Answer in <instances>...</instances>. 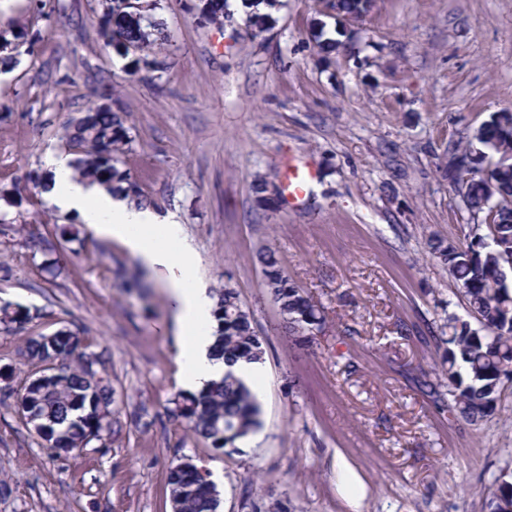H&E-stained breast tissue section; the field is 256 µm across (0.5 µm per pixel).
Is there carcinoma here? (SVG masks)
I'll return each mask as SVG.
<instances>
[{
    "label": "carcinoma",
    "instance_id": "cac0c4a2",
    "mask_svg": "<svg viewBox=\"0 0 512 512\" xmlns=\"http://www.w3.org/2000/svg\"><path fill=\"white\" fill-rule=\"evenodd\" d=\"M159 0H100L97 25L105 46L129 59L127 72L159 71L161 63L149 51L165 40L156 19ZM200 18L221 24L226 0H198ZM20 32L0 37V63L19 52ZM132 139L122 116L112 111L110 95L103 91L88 99L82 115L70 120L61 148L73 156V168L82 179L97 182L112 193L139 205L145 196L119 167L120 155ZM474 175L466 192L469 209L490 218L491 234L499 245L487 249L472 240L466 244L430 241L432 252L448 267L463 289L481 330L448 318L443 372L448 377V411L477 423L491 414L503 381L512 377V112L490 115L468 140ZM501 205L489 207V188ZM264 284L278 305L285 333L304 341L311 329H322L320 307L304 290L289 281L272 250L260 253ZM214 355L229 367L224 377L195 392H181L168 401L167 417L192 435L224 449L254 433L260 426V407L248 384L232 367L261 362L263 343L256 335L249 310L235 288L226 284L214 291ZM40 314L19 304L0 306V325L21 333ZM20 364L39 367L52 363L57 373L47 379L31 375L20 388L16 408L26 417L30 434L48 448L83 449L107 445L117 432L112 405L115 390L101 374L110 356L106 350L87 351L80 333L61 327L53 333L25 337ZM167 484L172 512H218L214 485L204 479L193 460L186 458L169 469ZM490 512H512V481L498 484L488 504Z\"/></svg>",
    "mask_w": 512,
    "mask_h": 512
}]
</instances>
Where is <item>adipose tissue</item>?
Listing matches in <instances>:
<instances>
[{
    "instance_id": "obj_1",
    "label": "adipose tissue",
    "mask_w": 512,
    "mask_h": 512,
    "mask_svg": "<svg viewBox=\"0 0 512 512\" xmlns=\"http://www.w3.org/2000/svg\"><path fill=\"white\" fill-rule=\"evenodd\" d=\"M46 164L50 176L45 196L50 205L78 215L98 237L120 243L146 267L165 271L176 325L181 389L194 392L220 380L226 365L211 351L214 301L207 289L192 279L194 252L179 226L79 180L68 157L52 156Z\"/></svg>"
}]
</instances>
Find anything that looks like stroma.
<instances>
[{
  "mask_svg": "<svg viewBox=\"0 0 512 512\" xmlns=\"http://www.w3.org/2000/svg\"><path fill=\"white\" fill-rule=\"evenodd\" d=\"M196 0H160L166 69L128 75L104 47L98 0H0V29L24 32L0 67V187L26 183L60 154L62 127L107 88L132 138L121 167L174 215L207 288L231 285L266 355L250 388L261 425L223 452L164 411L178 354L162 274L84 230L55 234L71 214L0 200V304L39 309L31 333L67 326L108 350L105 374L123 425L106 452L60 455L15 409L19 334L0 331V512H171L170 467L191 457L219 492V512H489L512 474V380L478 423L448 414L440 328L468 319L466 299L429 240L469 241L477 219L442 161L495 112H512V0H379L358 33L338 31L317 0H278L254 35L244 0L224 24L200 22ZM315 169L288 203L287 163ZM323 308L326 323L296 345L264 287L261 247ZM51 259L57 277L37 263Z\"/></svg>",
  "mask_w": 512,
  "mask_h": 512,
  "instance_id": "stroma-1",
  "label": "stroma"
}]
</instances>
